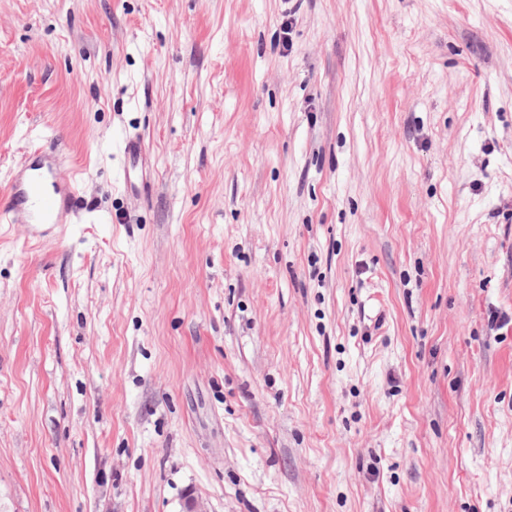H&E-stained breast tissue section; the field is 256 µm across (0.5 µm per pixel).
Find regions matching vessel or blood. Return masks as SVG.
Instances as JSON below:
<instances>
[{
  "label": "vessel or blood",
  "instance_id": "obj_1",
  "mask_svg": "<svg viewBox=\"0 0 512 512\" xmlns=\"http://www.w3.org/2000/svg\"><path fill=\"white\" fill-rule=\"evenodd\" d=\"M123 155L126 176L146 177L147 154L140 139H125ZM64 162L56 150L26 154L8 181L9 204L0 209V217L10 224L66 223L76 189L64 181Z\"/></svg>",
  "mask_w": 512,
  "mask_h": 512
}]
</instances>
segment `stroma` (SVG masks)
Segmentation results:
<instances>
[{"label": "stroma", "instance_id": "1", "mask_svg": "<svg viewBox=\"0 0 512 512\" xmlns=\"http://www.w3.org/2000/svg\"><path fill=\"white\" fill-rule=\"evenodd\" d=\"M32 145L0 512H512V0H0ZM125 180L127 186L135 187L131 176L147 178V154L143 143L137 138H126L123 145ZM64 156L53 150L49 154L34 150L27 153L8 180L9 205L2 209V217L9 224H66L73 212L76 189L65 179L60 169ZM51 182L53 192L45 189Z\"/></svg>", "mask_w": 512, "mask_h": 512}]
</instances>
